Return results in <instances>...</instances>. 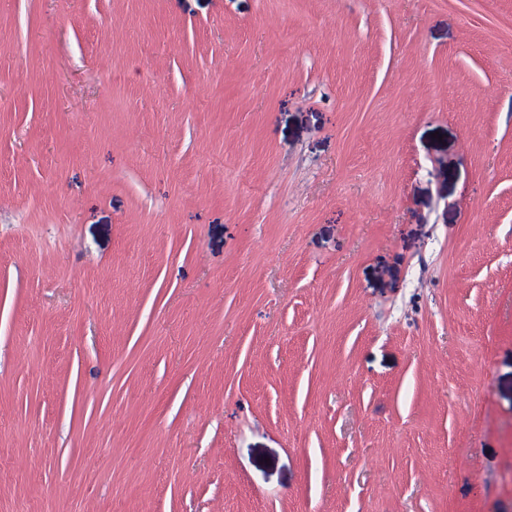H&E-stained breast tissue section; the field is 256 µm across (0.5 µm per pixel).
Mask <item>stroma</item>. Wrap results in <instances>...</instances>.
<instances>
[{
    "label": "stroma",
    "instance_id": "35a3bbf8",
    "mask_svg": "<svg viewBox=\"0 0 512 512\" xmlns=\"http://www.w3.org/2000/svg\"><path fill=\"white\" fill-rule=\"evenodd\" d=\"M512 0H0V512H512Z\"/></svg>",
    "mask_w": 512,
    "mask_h": 512
}]
</instances>
